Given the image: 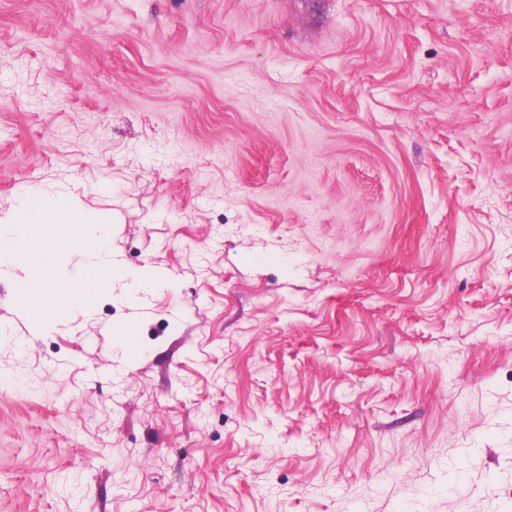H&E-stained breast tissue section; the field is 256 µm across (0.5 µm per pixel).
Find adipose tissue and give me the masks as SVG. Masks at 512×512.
<instances>
[{
  "instance_id": "obj_1",
  "label": "adipose tissue",
  "mask_w": 512,
  "mask_h": 512,
  "mask_svg": "<svg viewBox=\"0 0 512 512\" xmlns=\"http://www.w3.org/2000/svg\"><path fill=\"white\" fill-rule=\"evenodd\" d=\"M80 207L81 203L76 199L36 198L8 218L12 230L7 242L0 243V266L26 264L27 276L19 285V293L26 298L24 308L33 322L44 320L47 299L74 290L90 275L96 274L101 280L108 281L118 272L109 254L108 229L104 226L83 240V250L94 258V265L77 267L66 277L54 279L50 276L64 253L63 248L52 246L35 256H27L25 243L32 225L56 223L60 214Z\"/></svg>"
}]
</instances>
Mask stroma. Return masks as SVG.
Segmentation results:
<instances>
[{
  "mask_svg": "<svg viewBox=\"0 0 512 512\" xmlns=\"http://www.w3.org/2000/svg\"><path fill=\"white\" fill-rule=\"evenodd\" d=\"M0 512H512V0H0ZM81 208L77 199L70 198H36L8 218H0L1 224H13L8 242L0 243V266L10 267L18 262L27 266V276L18 285L19 297L25 296L24 308L32 317V322L40 323L44 320L46 309L49 307L44 300L53 298L78 288L90 275L98 273L104 281H112V275L118 273V268L112 264L109 254L108 228L99 226L98 230L90 235H84L83 251L94 259H98L94 266H80L75 268L68 276L51 278L50 273L58 266L59 258L68 250L69 241L64 248L52 245L48 249L28 259L26 257L25 243L30 238L31 224H59L57 217L67 211Z\"/></svg>",
  "mask_w": 512,
  "mask_h": 512,
  "instance_id": "stroma-1",
  "label": "stroma"
}]
</instances>
